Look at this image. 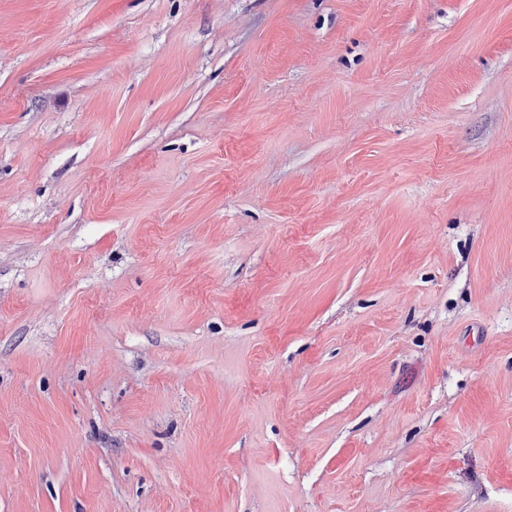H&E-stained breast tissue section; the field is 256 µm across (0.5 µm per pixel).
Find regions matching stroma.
I'll use <instances>...</instances> for the list:
<instances>
[{
	"label": "stroma",
	"mask_w": 512,
	"mask_h": 512,
	"mask_svg": "<svg viewBox=\"0 0 512 512\" xmlns=\"http://www.w3.org/2000/svg\"><path fill=\"white\" fill-rule=\"evenodd\" d=\"M0 512H512V0H0Z\"/></svg>",
	"instance_id": "obj_1"
}]
</instances>
